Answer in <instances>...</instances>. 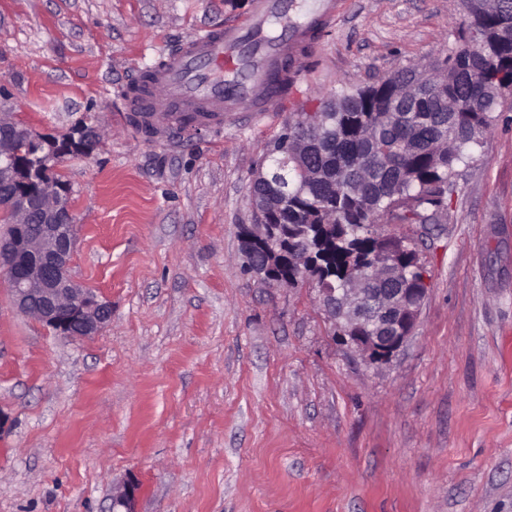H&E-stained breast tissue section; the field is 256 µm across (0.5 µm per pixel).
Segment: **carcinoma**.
<instances>
[{
    "label": "carcinoma",
    "mask_w": 512,
    "mask_h": 512,
    "mask_svg": "<svg viewBox=\"0 0 512 512\" xmlns=\"http://www.w3.org/2000/svg\"><path fill=\"white\" fill-rule=\"evenodd\" d=\"M488 42L479 49L458 33L426 65L406 67L374 84L341 88L319 111L292 112L288 140L299 155L268 162L251 187L266 207L280 247H313L322 266L284 272L288 286L318 276L333 288L357 278L365 288H419L425 270L389 224H425L448 210L465 152L490 132L512 87V16L486 0H464Z\"/></svg>",
    "instance_id": "obj_1"
}]
</instances>
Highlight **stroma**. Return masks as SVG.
I'll use <instances>...</instances> for the list:
<instances>
[{
	"mask_svg": "<svg viewBox=\"0 0 512 512\" xmlns=\"http://www.w3.org/2000/svg\"><path fill=\"white\" fill-rule=\"evenodd\" d=\"M314 27L286 110L131 130L124 92L174 43L253 0H0V104L33 131L99 128L62 158L72 273L112 304L69 340L0 274V512H512V94L437 223L392 224L426 270L406 346L370 365L317 292L243 267L253 174L290 113L431 60L460 0H342ZM139 495V484L128 479L123 485L119 486L112 496L114 508L119 507V512H135V504Z\"/></svg>",
	"mask_w": 512,
	"mask_h": 512,
	"instance_id": "35a3bbf8",
	"label": "stroma"
}]
</instances>
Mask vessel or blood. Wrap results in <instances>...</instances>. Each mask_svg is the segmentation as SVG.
<instances>
[{
  "label": "vessel or blood",
  "mask_w": 512,
  "mask_h": 512,
  "mask_svg": "<svg viewBox=\"0 0 512 512\" xmlns=\"http://www.w3.org/2000/svg\"><path fill=\"white\" fill-rule=\"evenodd\" d=\"M281 10L277 0H254L251 16L197 33L170 48L127 96L128 111L159 131L184 121L207 124L233 122L242 106L254 112H275L292 90L275 82L279 61L294 55L302 41L300 28L266 45L257 58L245 55Z\"/></svg>",
  "instance_id": "b4317fda"
}]
</instances>
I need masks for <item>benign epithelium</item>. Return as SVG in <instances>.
Here are the masks:
<instances>
[{
  "instance_id": "benign-epithelium-1",
  "label": "benign epithelium",
  "mask_w": 512,
  "mask_h": 512,
  "mask_svg": "<svg viewBox=\"0 0 512 512\" xmlns=\"http://www.w3.org/2000/svg\"><path fill=\"white\" fill-rule=\"evenodd\" d=\"M64 156L49 138L33 135L0 107V209L12 231L0 235V272L7 277L16 307L72 339L98 335L112 320L111 304L71 274L75 224L66 186L49 171ZM243 227L246 252L268 248L274 229L262 223ZM270 254L291 269L311 264V254L276 249ZM260 280L280 283L274 262L250 268ZM321 303L338 329L340 342L370 364H387L411 337L425 288H388L381 295L363 288H320ZM139 484L129 479L112 496L119 512H135Z\"/></svg>"
}]
</instances>
